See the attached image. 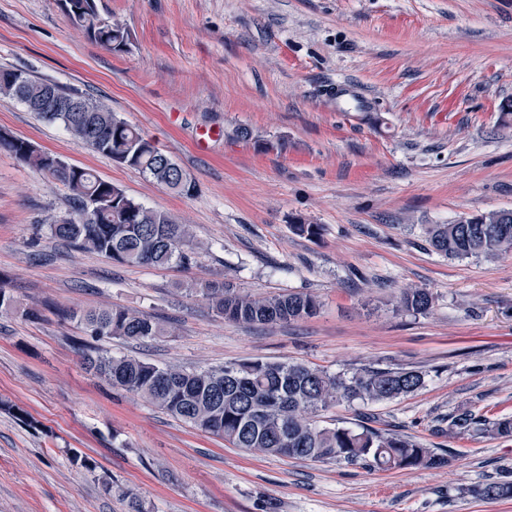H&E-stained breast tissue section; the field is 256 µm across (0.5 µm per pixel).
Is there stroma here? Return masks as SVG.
<instances>
[{"label": "stroma", "instance_id": "stroma-1", "mask_svg": "<svg viewBox=\"0 0 512 512\" xmlns=\"http://www.w3.org/2000/svg\"><path fill=\"white\" fill-rule=\"evenodd\" d=\"M132 33L90 41L58 0H0V70L100 99L192 181L170 191L0 94V130L92 169L190 226V267L122 266L51 237L68 189L0 148V512H512L471 486L512 479V438L457 435L449 414L512 415V254L450 260L425 229L512 209V0H98ZM347 84L364 112L336 109ZM219 131L206 150L198 132ZM319 225L296 234L290 219ZM307 292L311 318L225 321L189 284ZM400 288L433 295L394 312ZM118 305L161 321L113 357L207 369L259 358L332 372L413 368L425 385L388 402L337 405L358 424L446 450L449 465L382 471L235 448L80 365L65 310ZM29 415L16 419V410ZM94 459L113 488L72 462Z\"/></svg>", "mask_w": 512, "mask_h": 512}]
</instances>
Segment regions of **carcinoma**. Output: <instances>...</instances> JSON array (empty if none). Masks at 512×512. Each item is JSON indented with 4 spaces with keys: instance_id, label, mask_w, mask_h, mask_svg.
<instances>
[{
    "instance_id": "carcinoma-1",
    "label": "carcinoma",
    "mask_w": 512,
    "mask_h": 512,
    "mask_svg": "<svg viewBox=\"0 0 512 512\" xmlns=\"http://www.w3.org/2000/svg\"><path fill=\"white\" fill-rule=\"evenodd\" d=\"M72 26L111 51H125L132 41L121 21L101 18L97 0H61ZM14 71H0V93L25 104L29 111L62 124L74 137L112 161L142 172L175 192L190 194L192 182L183 169L141 131L112 112L100 100L69 93L54 83L26 77L15 85ZM79 97L88 111L63 112L50 96ZM0 147L12 152L35 172L70 191L73 215L49 225L50 235L79 250L92 251L121 265L187 266L195 253L188 225L168 213L151 209L91 169L57 166V155L0 130ZM95 217L84 218L87 206ZM432 250L451 260L491 258L512 251V210L462 218L460 224L427 227ZM211 308L224 319L248 325H277L315 316L319 300L312 294L288 292L265 297L240 293L232 284L211 282L202 288ZM433 303L424 288L400 290L394 308L423 314ZM81 325L93 338L144 342L169 333L146 315L113 306L60 313ZM84 368L112 387L138 395L172 417L235 448L312 462H344L380 470L438 468L448 455L426 448L409 436L382 433L359 424L322 426L319 413L336 405L392 401L423 387L417 370L362 368L331 373L303 363L246 360L218 368L187 369L159 366L136 358H115L79 342ZM458 434L479 431L491 437H512V415L479 418L465 410L453 416ZM485 500L512 499V480L481 483L469 488Z\"/></svg>"
}]
</instances>
